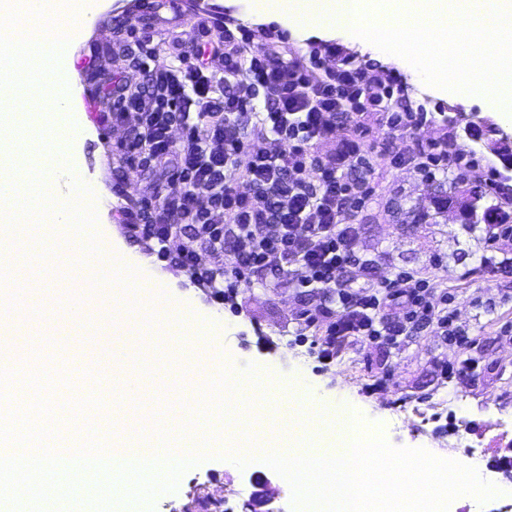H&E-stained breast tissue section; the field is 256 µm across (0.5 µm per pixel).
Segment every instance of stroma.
<instances>
[{"mask_svg":"<svg viewBox=\"0 0 512 512\" xmlns=\"http://www.w3.org/2000/svg\"><path fill=\"white\" fill-rule=\"evenodd\" d=\"M138 2L112 0L94 29L80 37L74 56L79 69L91 43L109 47L98 61L102 68L98 86L82 89L93 131L77 142L75 151L85 179L105 186L113 210L152 194L157 183L150 173L127 169L118 156L135 117L114 126L111 133L103 131V112L112 103V74H120L132 85L142 80L125 56L115 52L118 29L134 25L141 41L155 49L153 66L172 61L162 25L143 16ZM182 8L188 18L182 40L188 46L196 41L192 25L196 17H209L218 35L225 22L249 23L244 0H182ZM335 42L355 63L391 77L393 103L405 101L425 112L421 123L394 133L372 124L360 139L375 174L370 181L371 200L356 217L360 234L354 249L377 261L379 275L409 270L448 289L455 324L469 336L470 345L460 349L427 332L395 346L346 345L326 360L312 346L313 331L301 329L296 322L306 295L289 277L255 275L241 280L231 305L215 297L225 287L222 281L199 284L186 269L159 259L154 260L151 273L158 278L169 272L176 275V283L168 288L172 300L216 326L223 354L231 358L240 379L271 387L301 375L319 393L355 403L365 426L381 432L392 446L423 448L435 456L465 462L500 488V496L483 504L457 499L458 512H502L512 504V478H506L500 466L501 458L512 452V276L491 274L481 263L487 254L488 225L467 230L459 217L440 207V199L447 197L457 175L455 168L437 172L435 181L429 182L413 167L389 165L388 155L405 142L426 146L444 140L449 152L463 154L473 162L475 174L486 177L502 170L501 160L483 141L465 132L463 125L448 124L447 119L487 115L512 137V117L486 113L479 101L435 91L387 55L355 41L339 36ZM464 359L473 364V373L442 377L440 364ZM64 361L71 377L50 380L52 391L70 393V423L56 426L49 439L56 449L79 447L89 405L87 392L73 377L81 366L80 357L68 355ZM192 382V374L180 369L172 382L158 384L156 419L196 411L189 392ZM232 446L231 440H223L221 449L212 450L209 459L182 475L175 491L158 496L141 512H180L191 502L196 512H245L249 507L254 512H293L282 476L258 460L241 468L221 458V451Z\"/></svg>","mask_w":512,"mask_h":512,"instance_id":"stroma-1","label":"stroma"}]
</instances>
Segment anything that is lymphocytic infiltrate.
I'll return each instance as SVG.
<instances>
[{"mask_svg":"<svg viewBox=\"0 0 512 512\" xmlns=\"http://www.w3.org/2000/svg\"><path fill=\"white\" fill-rule=\"evenodd\" d=\"M199 35L190 50L171 35L173 61L162 68L149 66L150 50H139L132 63L143 73L140 86L112 82L105 120L137 117L123 145L126 165L178 185L122 209L133 237L159 244L160 259L174 258L197 280L224 277L228 301L246 273L292 277L315 293L297 321L321 335L327 356L340 343H394L426 330L465 343L447 289L406 270L378 277L373 260L354 251V217L370 199L358 148L327 163L316 154L336 130L354 137L371 118L391 129L412 123L387 103V76L354 64L336 45L325 48L335 65L318 73L274 40L254 53V32L240 26L217 38L203 23ZM174 212L186 226L168 223ZM182 233L186 242L169 253L167 242ZM228 245L238 257L231 269L224 266ZM204 254L210 267L200 264ZM330 284L335 293H327ZM397 308L401 317L387 320L386 311Z\"/></svg>","mask_w":512,"mask_h":512,"instance_id":"lymphocytic-infiltrate-1","label":"lymphocytic infiltrate"}]
</instances>
